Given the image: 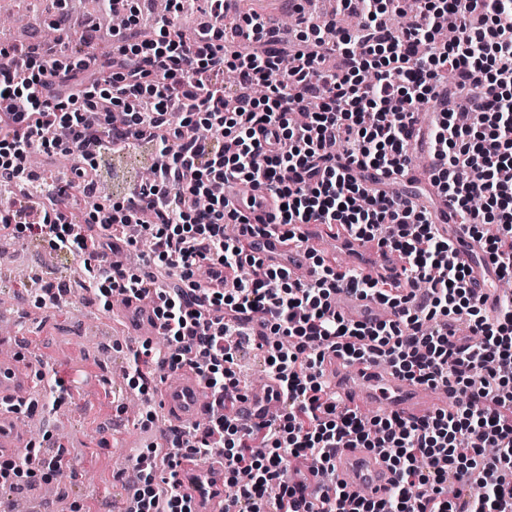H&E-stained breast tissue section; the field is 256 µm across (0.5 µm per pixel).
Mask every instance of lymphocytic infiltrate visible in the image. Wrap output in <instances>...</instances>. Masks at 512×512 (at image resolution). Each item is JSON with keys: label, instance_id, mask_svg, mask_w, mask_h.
Masks as SVG:
<instances>
[{"label": "lymphocytic infiltrate", "instance_id": "1", "mask_svg": "<svg viewBox=\"0 0 512 512\" xmlns=\"http://www.w3.org/2000/svg\"><path fill=\"white\" fill-rule=\"evenodd\" d=\"M196 0H168L155 38L140 39L135 0H121L110 74L79 55L0 46V196L42 182L43 165L79 164L53 185L41 222L0 207V238L47 242L84 256L86 291L104 304L132 295L157 299L162 345L131 357L128 380L148 392V367L195 366L222 403L246 390L235 357L243 343L267 358L271 397L285 408L255 426L211 415L176 436L164 456L139 453L129 512H194L179 458L222 449L234 495L225 512H512V297L487 310L471 270L430 213L385 187L413 162L411 130L420 103L439 99L428 133L432 187L447 197L463 230L496 277H512V0H416L411 24L393 32L392 0H338L314 23L297 16L300 46L281 71L279 32L254 10L227 15L204 0L208 22L181 30ZM356 25H341V15ZM446 24L455 39L437 42ZM258 43L243 54L231 41ZM336 56L324 69V52ZM237 73L238 91L224 89ZM147 142L161 164L118 202L98 196L103 158ZM236 180L267 190L278 207L250 224L221 188ZM304 224L371 242L397 255L407 288L309 252L311 277L268 267L242 235L299 239ZM151 243L136 265L103 259L127 243L129 226ZM228 272L230 288L201 272ZM345 289L393 308L395 320L354 323L335 308ZM382 361L402 379L442 389L453 405L415 421L370 416L341 405L324 376L328 355ZM344 448L381 452L394 474L385 497L346 491L335 479ZM301 459L308 473L289 474Z\"/></svg>", "mask_w": 512, "mask_h": 512}]
</instances>
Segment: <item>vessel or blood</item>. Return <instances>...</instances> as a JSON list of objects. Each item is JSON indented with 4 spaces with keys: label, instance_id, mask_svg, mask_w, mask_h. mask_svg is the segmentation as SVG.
Wrapping results in <instances>:
<instances>
[{
    "label": "vessel or blood",
    "instance_id": "vessel-or-blood-1",
    "mask_svg": "<svg viewBox=\"0 0 512 512\" xmlns=\"http://www.w3.org/2000/svg\"><path fill=\"white\" fill-rule=\"evenodd\" d=\"M224 196L232 208L246 216L251 223L268 221L275 209L274 197L253 187H240L238 182L224 185ZM243 245L248 253L264 263L285 265L293 270L308 269L307 249L282 242L274 234L246 235ZM478 246L469 240L457 245L459 262L470 265L471 286L486 304H493L492 277L487 269L475 266L473 256ZM336 308L346 318L356 322H374L389 319L391 313L375 303L353 293L342 291L336 297ZM115 312L126 320L129 333L142 341H150L160 331L156 306L141 300L122 301L114 306ZM326 369L342 370L357 374L363 381L360 390H342L345 403L362 410L376 405L405 420L422 418L437 410L447 408L448 401L441 393L423 386H408L405 380L390 369L358 361L351 363L336 356L325 361ZM34 382L25 373L18 360L0 361V447L17 445L16 428L21 420V409L28 401ZM205 390L194 368L184 366L165 374L158 381L156 395L173 422L181 427L195 424L206 404ZM336 471L351 491L374 496L384 495L392 473L384 458L362 448L343 449L336 457ZM179 477L184 487L193 494L195 512H224V459H211L207 468H200L193 458H182Z\"/></svg>",
    "mask_w": 512,
    "mask_h": 512
}]
</instances>
